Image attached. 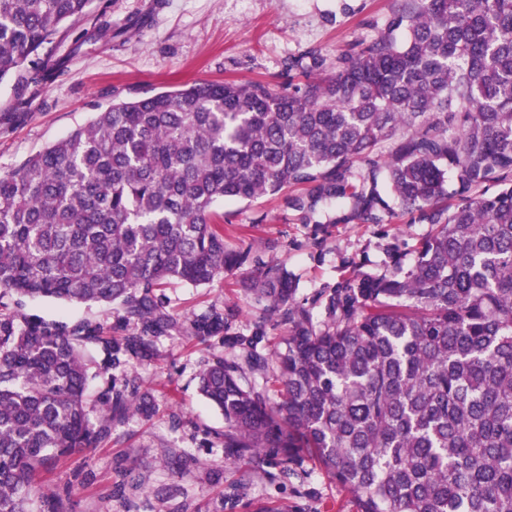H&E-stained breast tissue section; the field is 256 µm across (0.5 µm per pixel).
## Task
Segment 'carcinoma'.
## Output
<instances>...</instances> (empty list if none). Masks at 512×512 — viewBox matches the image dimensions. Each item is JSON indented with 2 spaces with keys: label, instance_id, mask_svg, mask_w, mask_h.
I'll use <instances>...</instances> for the list:
<instances>
[{
  "label": "carcinoma",
  "instance_id": "obj_1",
  "mask_svg": "<svg viewBox=\"0 0 512 512\" xmlns=\"http://www.w3.org/2000/svg\"><path fill=\"white\" fill-rule=\"evenodd\" d=\"M90 4L0 0V81ZM358 44L329 72L314 50L288 58L309 76L282 91L204 81L114 102L0 171V512H62L40 470L111 439L130 411L153 416L133 384L89 399L86 347L103 372L147 356L177 324L161 288L252 261L213 206L287 189L294 211L347 200L362 224L398 208L432 231L408 267L394 254L393 274L354 269L322 291V320L286 268L264 265L244 363L200 375L224 447L246 471L278 455L285 475L309 455L357 512H512V0H402ZM63 70L34 61L27 85ZM7 294L115 304L133 331L24 316ZM269 315L288 325L272 361L257 350ZM236 317L211 306L193 335ZM247 369L274 393L244 384Z\"/></svg>",
  "mask_w": 512,
  "mask_h": 512
}]
</instances>
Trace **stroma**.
I'll list each match as a JSON object with an SVG mask.
<instances>
[{"instance_id": "obj_1", "label": "stroma", "mask_w": 512, "mask_h": 512, "mask_svg": "<svg viewBox=\"0 0 512 512\" xmlns=\"http://www.w3.org/2000/svg\"><path fill=\"white\" fill-rule=\"evenodd\" d=\"M152 12L151 0H92L85 27L103 15L105 30L70 53L69 42L46 46L51 57L66 60L64 74L50 84L27 112L13 106L24 91L18 76L0 81V170H7L67 137L116 100H136L158 91L200 81H261L272 89L288 82L285 62L316 49L335 66L336 57L356 39L381 28L396 0H169ZM224 213L230 247H251L253 263L194 288L171 283L164 294L180 318L209 306H230L241 314L232 335L250 336L257 307L246 285L265 263L283 264L297 285L296 297L312 304L319 291L336 286L350 267L364 273L391 274L387 246L415 244L430 225L398 213L389 224H361L349 205L319 208L305 218L288 206L287 193L252 203L227 202ZM22 310L47 320L88 321L109 336L120 334L115 306L69 304L48 298L24 300ZM223 338L203 342L188 329L154 340L152 352L130 359L93 378L90 391L136 384L155 405L145 419L130 414L115 426L111 441L90 455L75 454L44 467L48 492L62 496L63 512H356L352 495L311 458L297 474L285 477L268 461L242 480L224 447V416L197 391L203 369L228 357ZM89 462L91 483L72 497L64 488L74 469ZM141 488L131 491L129 477Z\"/></svg>"}]
</instances>
